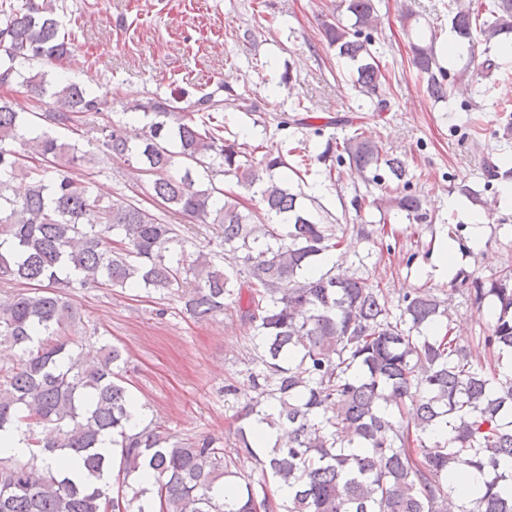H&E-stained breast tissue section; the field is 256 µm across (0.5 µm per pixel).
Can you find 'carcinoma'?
<instances>
[{
	"mask_svg": "<svg viewBox=\"0 0 512 512\" xmlns=\"http://www.w3.org/2000/svg\"><path fill=\"white\" fill-rule=\"evenodd\" d=\"M354 23H323L339 57L356 64L355 85L378 94L385 78L368 31L374 0H344ZM479 21L463 0H448L457 37L479 28L486 42L512 34V0L484 5ZM75 36L51 0H0V88L27 89L61 128H86L88 148L43 129L34 114L0 97V282L16 285L0 303V344L17 351L0 366V433L24 434L26 460L0 456V512H512V272L483 279L459 271L477 310H497L476 346L453 336L448 306L417 289L393 313L385 289L353 273H310L322 257L355 248L306 212L282 174V154L255 162L221 135L217 92L149 94L109 115L112 101L80 83L50 77L73 60ZM428 96L448 99V72L433 43L411 47ZM147 177L158 217L132 199L91 197L100 156ZM336 158L381 189L377 204L417 223L423 200L392 186L408 169L400 156L357 130L330 139L319 158ZM86 169L87 178L71 173ZM230 179L255 204L223 188ZM181 216L214 224L227 266L186 249ZM138 288L178 296L197 320L240 307L256 341L249 388L236 411L234 448L208 435L179 438L154 419L128 432L135 401L125 385V349L102 342L83 352L81 316L70 288ZM288 430V440L256 448L254 425ZM108 435L117 455L98 450ZM69 456L74 481L52 470ZM260 471V489L244 474ZM487 472L480 491L453 493L457 465ZM115 481H102L104 472ZM152 473L150 500L136 478ZM219 484L234 489L218 498ZM290 489L286 500L277 490Z\"/></svg>",
	"mask_w": 512,
	"mask_h": 512,
	"instance_id": "1",
	"label": "carcinoma"
}]
</instances>
